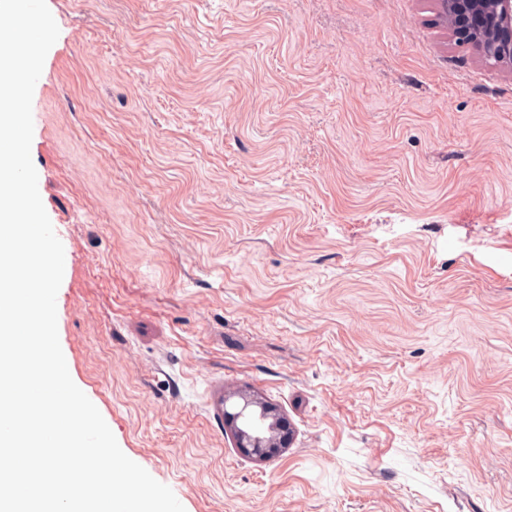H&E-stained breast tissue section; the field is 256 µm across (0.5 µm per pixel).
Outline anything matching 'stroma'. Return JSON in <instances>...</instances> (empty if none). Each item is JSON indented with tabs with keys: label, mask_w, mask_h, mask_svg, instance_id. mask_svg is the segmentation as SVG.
<instances>
[{
	"label": "stroma",
	"mask_w": 512,
	"mask_h": 512,
	"mask_svg": "<svg viewBox=\"0 0 512 512\" xmlns=\"http://www.w3.org/2000/svg\"><path fill=\"white\" fill-rule=\"evenodd\" d=\"M47 5L59 342L121 450L185 512H512V74L437 0ZM233 397L242 403L234 410L226 409ZM225 403V408H224ZM214 416L229 431L235 447L246 457L266 461L280 456L290 445L292 430L278 406L250 391L238 390L214 402Z\"/></svg>",
	"instance_id": "obj_1"
}]
</instances>
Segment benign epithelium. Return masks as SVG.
Instances as JSON below:
<instances>
[{"label": "benign epithelium", "instance_id": "1", "mask_svg": "<svg viewBox=\"0 0 512 512\" xmlns=\"http://www.w3.org/2000/svg\"><path fill=\"white\" fill-rule=\"evenodd\" d=\"M452 39L474 48L480 58L512 74V0H440ZM241 404L224 411V429L246 457L266 461L290 445L292 430L278 406L246 390L229 393Z\"/></svg>", "mask_w": 512, "mask_h": 512}]
</instances>
